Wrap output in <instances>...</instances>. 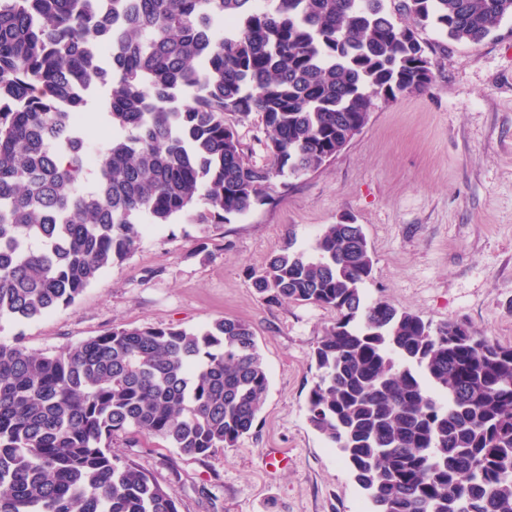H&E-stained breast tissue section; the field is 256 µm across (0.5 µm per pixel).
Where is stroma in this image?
Returning <instances> with one entry per match:
<instances>
[{
	"label": "stroma",
	"mask_w": 512,
	"mask_h": 512,
	"mask_svg": "<svg viewBox=\"0 0 512 512\" xmlns=\"http://www.w3.org/2000/svg\"><path fill=\"white\" fill-rule=\"evenodd\" d=\"M434 73L428 92L377 103L335 159L275 185L272 202L224 224L149 225L74 306L1 323L0 339L52 355L113 327L245 320L270 377L251 433L205 459L152 437H117L114 451L174 489L179 512H361L363 491L306 415L312 353L334 314L267 303L249 273L287 240L310 249L349 219L373 253L366 300L512 344V21L481 45L449 43Z\"/></svg>",
	"instance_id": "obj_1"
}]
</instances>
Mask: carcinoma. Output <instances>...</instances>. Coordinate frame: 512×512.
Returning <instances> with one entry per match:
<instances>
[{
	"label": "carcinoma",
	"instance_id": "cac0c4a2",
	"mask_svg": "<svg viewBox=\"0 0 512 512\" xmlns=\"http://www.w3.org/2000/svg\"><path fill=\"white\" fill-rule=\"evenodd\" d=\"M273 2L0 0L1 321L73 306L147 224L248 214L326 166L376 102L428 91L446 41L512 20V0ZM102 88L112 138L89 157L73 116ZM254 114L262 165L236 131ZM373 264L362 225L338 222L252 274L268 303L336 315L313 350L310 426L367 512H512V344L365 302ZM268 388L233 317L114 327L48 356L0 340V512H178L112 439L207 458L252 431Z\"/></svg>",
	"mask_w": 512,
	"mask_h": 512
}]
</instances>
